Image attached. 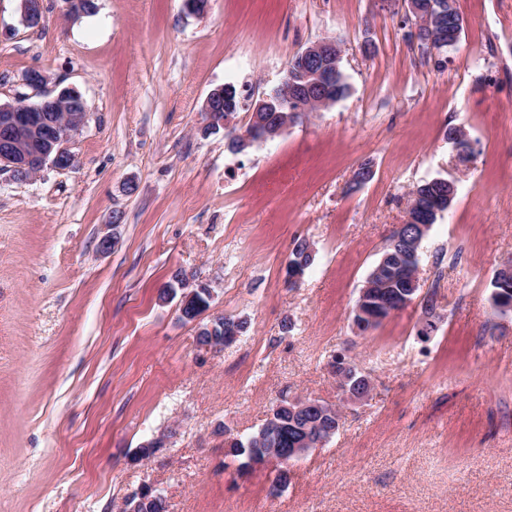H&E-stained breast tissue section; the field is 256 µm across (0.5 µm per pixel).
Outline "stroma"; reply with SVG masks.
<instances>
[{
  "label": "stroma",
  "instance_id": "35a3bbf8",
  "mask_svg": "<svg viewBox=\"0 0 512 512\" xmlns=\"http://www.w3.org/2000/svg\"><path fill=\"white\" fill-rule=\"evenodd\" d=\"M96 6L43 0L29 28L0 0V103L73 87L88 112L73 169L0 173V512H119L144 484L168 512H512V315L490 286L512 258V0H454L464 27L440 56L409 38L405 0ZM326 37L344 98L244 154L203 134L211 90L242 93L245 125ZM433 178L457 185L420 249L436 328L419 336L414 303L357 335L359 290ZM300 240L313 262L292 287ZM178 272L209 282V316L247 320L244 336L201 345L161 295ZM340 354L370 374L366 400L339 390ZM283 398L322 400L343 425L274 496L277 466L241 469L224 432L255 433ZM161 432L166 448L134 461Z\"/></svg>",
  "mask_w": 512,
  "mask_h": 512
}]
</instances>
